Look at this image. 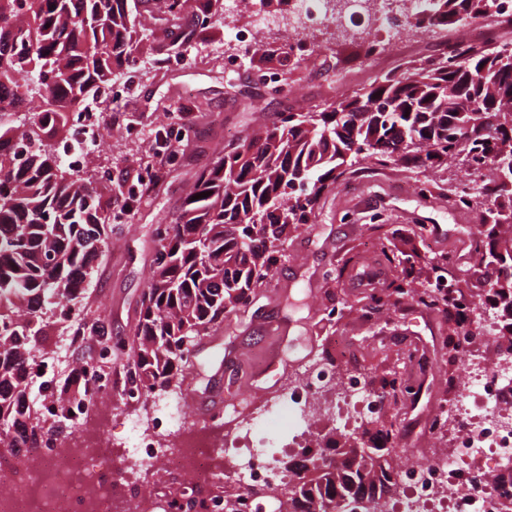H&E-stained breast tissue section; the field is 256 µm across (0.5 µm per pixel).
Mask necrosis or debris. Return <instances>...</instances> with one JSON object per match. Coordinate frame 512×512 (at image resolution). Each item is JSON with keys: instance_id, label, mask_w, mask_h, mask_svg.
I'll list each match as a JSON object with an SVG mask.
<instances>
[{"instance_id": "necrosis-or-debris-1", "label": "necrosis or debris", "mask_w": 512, "mask_h": 512, "mask_svg": "<svg viewBox=\"0 0 512 512\" xmlns=\"http://www.w3.org/2000/svg\"><path fill=\"white\" fill-rule=\"evenodd\" d=\"M345 16H336L334 0H287L286 10L295 28L333 26L366 16L374 31L363 44L365 57L387 52V37L410 30L420 8L418 0H344ZM474 327L458 330L451 338L449 364H461L464 379L458 391L445 399L442 417L451 428L432 423L434 435H447L449 449L438 450L427 462L401 468L404 495L383 512H512V499L502 495L495 468L475 469L469 461L487 454L499 461L512 459V357L494 360L470 354ZM124 400L151 404L162 418L163 433L135 423L133 439L120 444L137 467L138 476L115 478L101 444H89L77 431L65 439L50 438L21 458L0 461L9 485L0 490V512H194V492L209 491L210 512H269L271 498L225 499L222 487L279 489L287 480L263 436L281 424L306 429L325 394L335 391L353 397L361 417H373L378 398L363 377L351 372L337 375L330 365L315 361L301 378L288 386L259 412L243 419L228 436H211L206 425L188 426L180 398L144 399L135 383H120ZM237 451L231 472H223L225 453Z\"/></svg>"}]
</instances>
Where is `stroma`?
I'll return each instance as SVG.
<instances>
[{
  "label": "stroma",
  "instance_id": "35a3bbf8",
  "mask_svg": "<svg viewBox=\"0 0 512 512\" xmlns=\"http://www.w3.org/2000/svg\"><path fill=\"white\" fill-rule=\"evenodd\" d=\"M251 12L222 16L191 43L179 45L181 57L160 65L150 55L135 66L118 71L114 93H99L97 122L109 138L95 148L91 167L110 176L127 168L152 169L158 187L134 203L127 223L112 225L74 313L102 318L113 335L134 334L146 290V278L159 247L153 235L160 224L178 223L196 175L216 161L229 142L273 122L283 110H322L338 99L369 86L380 74L416 66L420 55L440 52L442 45L427 37L421 53L392 50L382 59L360 62V47L336 30L314 26L310 42L354 58L355 67L336 77L281 54L280 32L258 33L255 55L235 71L224 69V54L233 46L236 29L249 26ZM259 67L279 70L281 86L271 93L256 85L252 72ZM189 112L197 126L183 152L181 165L163 162L155 133L169 114ZM466 173L458 159L417 174L403 165L371 164L348 168L335 187L325 192L312 223L290 231L281 258L257 288L250 305L225 314L191 347L193 364L173 381L180 395L208 393L225 387V367L245 382L244 394L230 397L223 412L225 428L259 411L308 359H324L337 373L360 372L375 394L384 398L380 412L359 425H349L352 403H340L334 417L314 422L311 440L329 432L336 447L345 448L360 436H377L381 426L394 425L398 447L410 457L429 458L440 440L423 431L434 418L437 403L448 393V362L442 338L453 320L398 298L394 288L399 268L390 256H414L413 285L429 287L432 258L450 257L445 273L478 307L495 320L478 331L473 346L485 354L512 348V308L496 295V280L487 278L482 264L472 262L477 243L471 234L476 214L457 208L450 184ZM429 180L434 198L425 204L415 195L417 178ZM380 230H373V223ZM266 324L285 330L280 341L263 332ZM277 355L279 367L267 371L266 361ZM401 371L421 375L426 393L418 407L386 395L383 378Z\"/></svg>",
  "mask_w": 512,
  "mask_h": 512
}]
</instances>
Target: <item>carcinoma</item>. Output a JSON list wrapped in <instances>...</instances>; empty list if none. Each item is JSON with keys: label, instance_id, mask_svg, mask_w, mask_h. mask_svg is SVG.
<instances>
[{"label": "carcinoma", "instance_id": "obj_1", "mask_svg": "<svg viewBox=\"0 0 512 512\" xmlns=\"http://www.w3.org/2000/svg\"><path fill=\"white\" fill-rule=\"evenodd\" d=\"M167 21L179 37L220 15L221 0H165ZM493 0H426L415 27L459 25L485 13ZM147 0H0V444L12 454L39 448L54 433L75 428L77 404L55 401L45 426L31 422L22 389L55 332L48 311L75 298L97 261L112 202L96 184H76L56 145L82 117L86 102L112 85L115 72L158 51L143 43L138 7ZM498 78H482L485 67ZM461 90L460 111L435 100L440 84ZM50 85L52 98L39 95ZM481 147L474 163H487V179L470 187L483 198L484 239L512 225V42L479 48L455 39L446 52L400 74L389 71L371 87L316 112L278 113L272 124L224 147L199 174L186 198L182 221L154 229L160 248L148 279L129 359L143 394H159L188 366L189 346L224 312L245 307L279 260L276 242L288 228L308 224L324 191L348 167L371 160L429 168ZM306 186L303 197L287 191ZM208 193V197L193 196ZM412 303L454 305L431 291L409 287ZM80 330L99 344L123 351L102 319L75 315ZM371 469L353 468L350 451L307 448L288 467L296 484L277 491L280 512H321L323 502L352 500L351 483L376 490L367 501L398 490L402 456L395 447L370 446ZM335 463L320 472L309 455ZM379 469H374V466Z\"/></svg>", "mask_w": 512, "mask_h": 512}]
</instances>
